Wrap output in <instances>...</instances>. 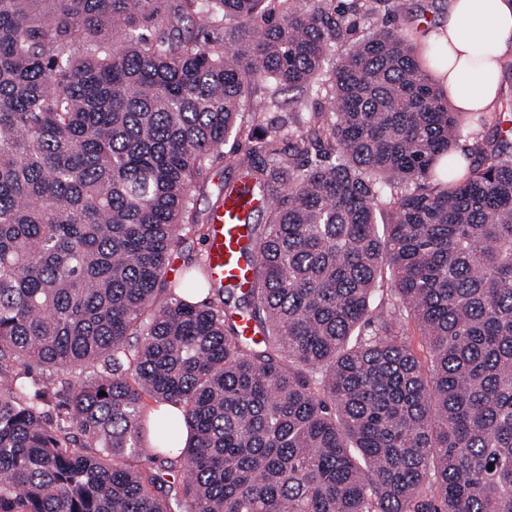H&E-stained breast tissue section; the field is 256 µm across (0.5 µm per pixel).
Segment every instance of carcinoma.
Here are the masks:
<instances>
[{
  "mask_svg": "<svg viewBox=\"0 0 512 512\" xmlns=\"http://www.w3.org/2000/svg\"><path fill=\"white\" fill-rule=\"evenodd\" d=\"M250 79L326 101L288 152ZM511 122L392 0H0V512H512ZM231 136L250 287L170 279ZM255 143L243 139L230 137L224 145L211 157L207 168L199 180L194 193V205L201 212L207 213L216 206L219 189L224 186L225 180H232L237 176L234 170L226 167L224 155L247 152Z\"/></svg>",
  "mask_w": 512,
  "mask_h": 512,
  "instance_id": "obj_1",
  "label": "carcinoma"
}]
</instances>
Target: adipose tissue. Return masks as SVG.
Here are the masks:
<instances>
[{"mask_svg":"<svg viewBox=\"0 0 512 512\" xmlns=\"http://www.w3.org/2000/svg\"><path fill=\"white\" fill-rule=\"evenodd\" d=\"M408 36L431 55L456 110H495L503 63L512 58V0H448L445 21Z\"/></svg>","mask_w":512,"mask_h":512,"instance_id":"1","label":"adipose tissue"}]
</instances>
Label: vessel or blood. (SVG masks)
<instances>
[{
	"label": "vessel or blood",
	"instance_id": "b4317fda",
	"mask_svg": "<svg viewBox=\"0 0 512 512\" xmlns=\"http://www.w3.org/2000/svg\"><path fill=\"white\" fill-rule=\"evenodd\" d=\"M262 205V200L254 197L245 201L228 197L214 212L206 258L215 278L224 281L229 279L239 287H246L249 271L242 253L252 250L253 245L246 237L243 226L248 221L249 213Z\"/></svg>",
	"mask_w": 512,
	"mask_h": 512
}]
</instances>
